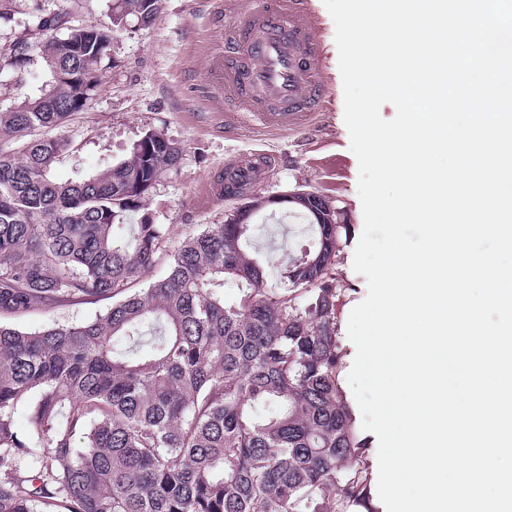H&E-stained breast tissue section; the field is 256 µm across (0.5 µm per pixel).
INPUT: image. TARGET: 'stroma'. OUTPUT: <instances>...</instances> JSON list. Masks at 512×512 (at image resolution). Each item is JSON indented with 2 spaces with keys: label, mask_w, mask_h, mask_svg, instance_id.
<instances>
[{
  "label": "stroma",
  "mask_w": 512,
  "mask_h": 512,
  "mask_svg": "<svg viewBox=\"0 0 512 512\" xmlns=\"http://www.w3.org/2000/svg\"><path fill=\"white\" fill-rule=\"evenodd\" d=\"M249 0H165L163 10L148 27L130 26L112 36L102 63V84L80 112L72 114L60 133L73 154L59 164L57 173L76 177L79 171L102 160L122 158L145 132L156 130L177 142L182 150L178 165L154 185L144 205L131 216L162 225V249L171 252L185 237L206 225L222 224L247 197L275 195L298 186L318 189L339 209L340 223L349 225L343 240V287L349 306L367 295L364 276L355 272L353 255L363 229L358 195V161L350 149L344 123V93L335 43V24L323 0H309L318 17L326 67L321 75L327 107L309 127L283 134L260 126L249 116L233 117L224 95L215 85V73L224 55V22L245 10ZM13 19L0 24V54L28 27L33 16L61 10L74 23L103 22L108 0H10ZM274 155L273 167L262 169L246 195L226 196L224 167L247 159L253 152ZM254 239L263 243L284 237L285 248L300 243V221L282 213H259ZM284 250H266L271 266L284 261ZM112 301L71 303L50 314L32 313L13 319V326L34 330L56 322L86 321L104 314Z\"/></svg>",
  "instance_id": "obj_1"
}]
</instances>
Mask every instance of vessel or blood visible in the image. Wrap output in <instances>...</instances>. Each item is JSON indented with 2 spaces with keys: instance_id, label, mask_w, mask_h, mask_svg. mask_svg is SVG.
Masks as SVG:
<instances>
[{
  "instance_id": "b4317fda",
  "label": "vessel or blood",
  "mask_w": 512,
  "mask_h": 512,
  "mask_svg": "<svg viewBox=\"0 0 512 512\" xmlns=\"http://www.w3.org/2000/svg\"><path fill=\"white\" fill-rule=\"evenodd\" d=\"M322 71L320 22L307 0H255L224 31V98L267 127L293 130L323 111ZM272 160L256 153L227 167L224 182L250 187Z\"/></svg>"
}]
</instances>
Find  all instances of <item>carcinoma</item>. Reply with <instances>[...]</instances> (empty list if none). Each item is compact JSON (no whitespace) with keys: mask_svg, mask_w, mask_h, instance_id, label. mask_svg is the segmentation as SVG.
<instances>
[{"mask_svg":"<svg viewBox=\"0 0 512 512\" xmlns=\"http://www.w3.org/2000/svg\"><path fill=\"white\" fill-rule=\"evenodd\" d=\"M162 4L110 0L74 51L68 14L37 15L0 57L14 91L0 108V316L114 299L79 323H0V512H375L342 386L348 225L313 212L329 203H288L310 245L272 275L248 223L207 225L152 278L165 230L127 236L125 220L182 148L149 131L121 159L57 175L70 143L43 132L97 91L112 34Z\"/></svg>","mask_w":512,"mask_h":512,"instance_id":"cac0c4a2","label":"carcinoma"}]
</instances>
